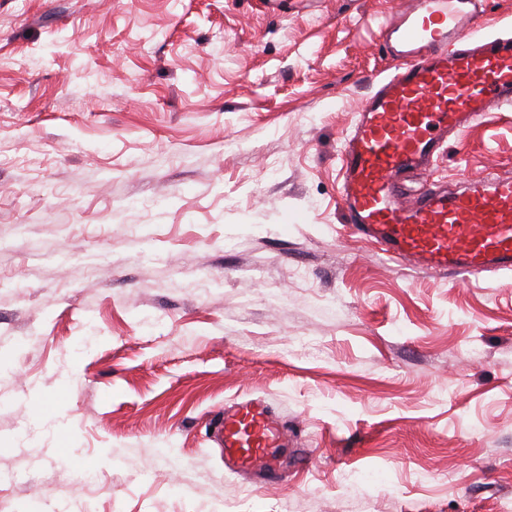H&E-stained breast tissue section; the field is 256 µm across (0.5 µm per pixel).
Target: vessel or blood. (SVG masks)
I'll return each instance as SVG.
<instances>
[{"label": "vessel or blood", "instance_id": "obj_1", "mask_svg": "<svg viewBox=\"0 0 512 512\" xmlns=\"http://www.w3.org/2000/svg\"><path fill=\"white\" fill-rule=\"evenodd\" d=\"M479 0H410L394 24L399 62L361 102L342 141L339 191L355 239L389 259L469 281L512 271V175L449 192L405 190L448 134H462L512 106V37L479 34ZM282 426L261 400L225 410V464L282 480Z\"/></svg>", "mask_w": 512, "mask_h": 512}]
</instances>
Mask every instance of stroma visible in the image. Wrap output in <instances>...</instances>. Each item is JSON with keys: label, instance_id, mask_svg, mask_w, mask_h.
<instances>
[{"label": "stroma", "instance_id": "1", "mask_svg": "<svg viewBox=\"0 0 512 512\" xmlns=\"http://www.w3.org/2000/svg\"><path fill=\"white\" fill-rule=\"evenodd\" d=\"M400 2L0 0V512L512 502V272L388 263L339 201ZM491 171L512 174V112L412 183ZM253 397L286 482L213 441Z\"/></svg>", "mask_w": 512, "mask_h": 512}]
</instances>
